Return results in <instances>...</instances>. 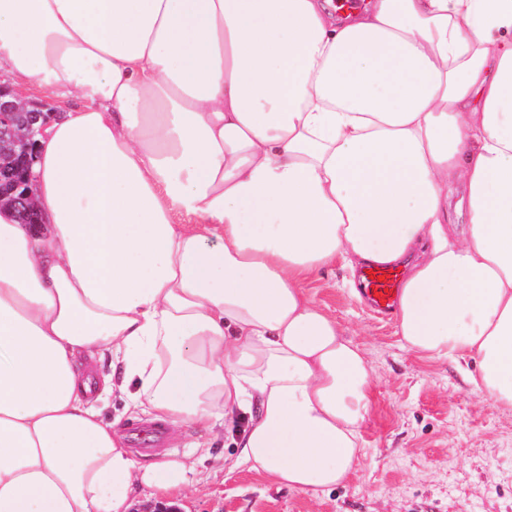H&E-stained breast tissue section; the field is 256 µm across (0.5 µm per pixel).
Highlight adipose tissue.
I'll use <instances>...</instances> for the list:
<instances>
[{"label": "adipose tissue", "instance_id": "1", "mask_svg": "<svg viewBox=\"0 0 512 512\" xmlns=\"http://www.w3.org/2000/svg\"><path fill=\"white\" fill-rule=\"evenodd\" d=\"M331 8L0 0V70L65 105L33 169L46 234L0 209V512L186 484L104 420L115 392L206 431L248 414L235 467L344 484L371 370L302 287L339 258L405 264L406 347L478 361L473 392L512 405V0Z\"/></svg>", "mask_w": 512, "mask_h": 512}]
</instances>
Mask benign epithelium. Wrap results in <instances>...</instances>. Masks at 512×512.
Returning <instances> with one entry per match:
<instances>
[{"mask_svg": "<svg viewBox=\"0 0 512 512\" xmlns=\"http://www.w3.org/2000/svg\"><path fill=\"white\" fill-rule=\"evenodd\" d=\"M29 103L13 92L0 88V174L12 181L14 201L31 204L29 183L37 158L36 136L43 123L33 112L27 118Z\"/></svg>", "mask_w": 512, "mask_h": 512, "instance_id": "obj_1", "label": "benign epithelium"}]
</instances>
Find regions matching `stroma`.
Instances as JSON below:
<instances>
[{
    "mask_svg": "<svg viewBox=\"0 0 512 512\" xmlns=\"http://www.w3.org/2000/svg\"><path fill=\"white\" fill-rule=\"evenodd\" d=\"M345 260L306 277V294L363 349L373 406L348 481L309 494L235 467L233 424L208 433L167 427L164 447L141 464L192 458L178 512H512V406L475 395L453 363L407 350L394 318L372 313Z\"/></svg>",
    "mask_w": 512,
    "mask_h": 512,
    "instance_id": "obj_1",
    "label": "stroma"
}]
</instances>
